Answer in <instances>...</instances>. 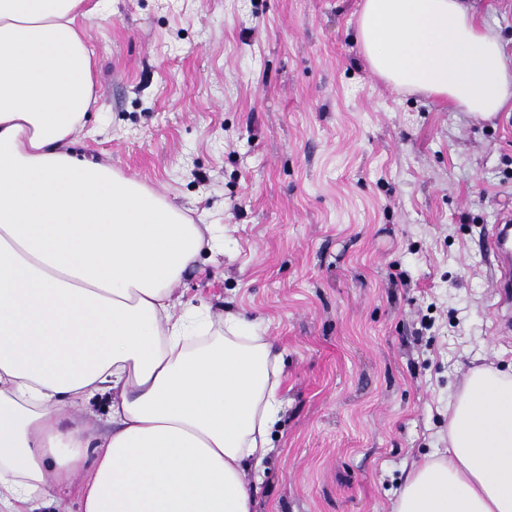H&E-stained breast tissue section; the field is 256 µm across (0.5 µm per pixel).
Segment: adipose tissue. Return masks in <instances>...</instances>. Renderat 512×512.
I'll return each mask as SVG.
<instances>
[{"label":"adipose tissue","instance_id":"ef3b65f1","mask_svg":"<svg viewBox=\"0 0 512 512\" xmlns=\"http://www.w3.org/2000/svg\"><path fill=\"white\" fill-rule=\"evenodd\" d=\"M90 15L0 0V512H254L281 355L242 315L181 307L212 225L73 151ZM357 36L395 87L485 120L512 103V60L472 0H364ZM100 394L102 437L82 416ZM448 442L392 512H512L511 374L471 370Z\"/></svg>","mask_w":512,"mask_h":512}]
</instances>
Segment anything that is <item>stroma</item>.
<instances>
[{"instance_id":"stroma-1","label":"stroma","mask_w":512,"mask_h":512,"mask_svg":"<svg viewBox=\"0 0 512 512\" xmlns=\"http://www.w3.org/2000/svg\"><path fill=\"white\" fill-rule=\"evenodd\" d=\"M75 151L211 224L184 304L259 323L287 401L256 512H391L447 446L470 368L512 373L486 240L512 209V109L379 79L362 0H90Z\"/></svg>"}]
</instances>
